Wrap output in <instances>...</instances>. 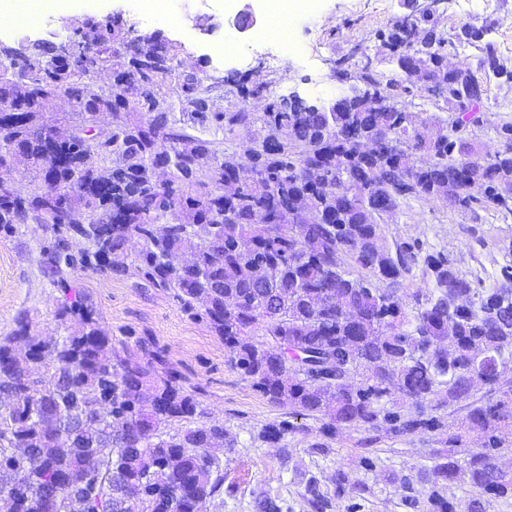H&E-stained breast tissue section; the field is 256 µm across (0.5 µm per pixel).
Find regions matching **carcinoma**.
<instances>
[{
  "instance_id": "carcinoma-1",
  "label": "carcinoma",
  "mask_w": 512,
  "mask_h": 512,
  "mask_svg": "<svg viewBox=\"0 0 512 512\" xmlns=\"http://www.w3.org/2000/svg\"><path fill=\"white\" fill-rule=\"evenodd\" d=\"M67 25L68 54L25 41L0 47L22 58L20 75H0V98L11 100V110L0 112V171L38 178L25 196L0 193V233L18 224L54 233L41 270L63 296L59 324H81L48 340L22 312L0 336V391L18 399L0 414V492L12 495L15 512H46L42 490L55 495L57 512H108L111 494L126 484L140 494L118 512H203L224 493L214 449L233 448L234 439L224 425L202 421L205 408L152 337L138 338L134 350L117 347L90 295L69 300L70 276L86 269L172 291L184 312L206 320L233 368L269 404L288 408V419L257 434L278 445L282 459L290 457L286 435L298 417L322 422L324 439L364 432L366 472L376 468L370 447L381 435L430 436L441 444L428 451L431 487H415L412 467L395 477L409 512H488L512 499V470L499 463L512 440V389L489 377L492 365H512V307L500 306L497 288L462 275L450 257L423 253L418 240L391 246L379 229L380 211L407 198L512 214L497 196L499 185L512 182V123L494 127L501 148L486 155L467 126L487 92L478 75H501L496 45L462 27L476 54L453 72L448 96L434 101L448 113L443 122L409 111V77L384 83L370 62L357 68L358 78L384 86L383 109L346 101L334 112H309L269 98L252 112L247 102L264 97L269 82L243 79L225 91L241 104L192 112L215 87L181 77L175 46L162 47L147 31L129 55L115 49L129 34L120 20L83 16ZM380 38L390 62L418 67L425 86L455 47L428 15L398 19ZM86 43L97 46L95 58L82 55ZM101 70L111 72L112 84L96 89ZM61 95L71 108L61 121L70 135L55 150L65 164L50 168L39 130ZM271 123L284 142L253 139L241 154L202 137ZM161 164L170 172L166 184L156 180ZM468 167L484 192L462 193ZM50 180L60 186L59 201L44 192ZM71 234L86 240L83 252L69 251ZM133 239L140 250L128 263ZM418 268L431 287L400 297ZM21 341L38 382L13 365ZM448 409L463 412L456 433H448ZM86 410L94 420L70 431L71 448L42 429L46 416L72 419ZM470 430L482 435V447H465ZM20 447L32 449L26 488L11 479V449ZM86 471L93 483L71 498L63 476ZM452 483L470 492L450 498ZM332 485L314 474L306 479L310 512H328L335 500L356 512L374 495L341 466Z\"/></svg>"
}]
</instances>
